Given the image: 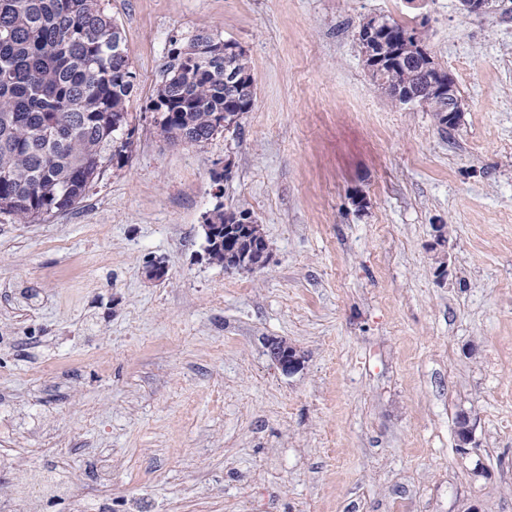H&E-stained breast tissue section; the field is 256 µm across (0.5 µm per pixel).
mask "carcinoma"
<instances>
[{
    "instance_id": "cac0c4a2",
    "label": "carcinoma",
    "mask_w": 512,
    "mask_h": 512,
    "mask_svg": "<svg viewBox=\"0 0 512 512\" xmlns=\"http://www.w3.org/2000/svg\"><path fill=\"white\" fill-rule=\"evenodd\" d=\"M371 77L390 98L407 88L415 103L438 115L419 57L427 51L408 27L386 16ZM225 41L201 33L172 49L154 92L153 110L173 142L201 145L238 122L253 103L224 83V66L247 75L244 52L225 58ZM136 75L124 38L103 0H0V214L42 223L74 208L102 169L129 157L133 141L116 143L113 130L130 125L128 103ZM245 209L212 210L223 226Z\"/></svg>"
}]
</instances>
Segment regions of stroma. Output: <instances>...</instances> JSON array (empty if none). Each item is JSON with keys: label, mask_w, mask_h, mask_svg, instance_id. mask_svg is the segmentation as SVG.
Masks as SVG:
<instances>
[{"label": "stroma", "mask_w": 512, "mask_h": 512, "mask_svg": "<svg viewBox=\"0 0 512 512\" xmlns=\"http://www.w3.org/2000/svg\"><path fill=\"white\" fill-rule=\"evenodd\" d=\"M105 6L136 75L132 152L45 223L0 215V454L78 474L111 452L112 512L132 493L158 512H512V17L457 0ZM373 15L452 74L457 127L372 80ZM202 31L243 47L254 105L172 144L152 96ZM218 205L254 213L267 267L203 259ZM266 346L270 357L283 372L291 374L300 369L303 360L296 348L278 338L269 339Z\"/></svg>", "instance_id": "1"}]
</instances>
